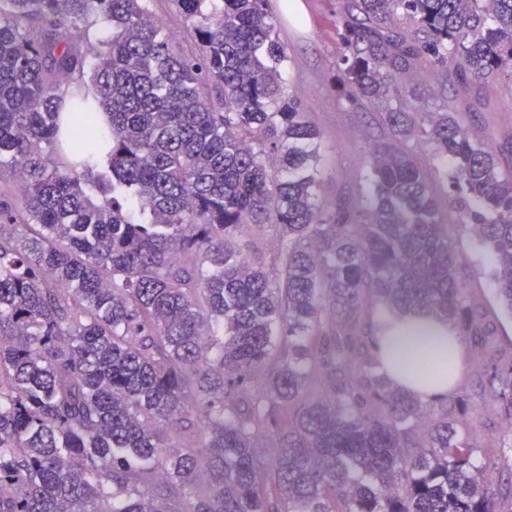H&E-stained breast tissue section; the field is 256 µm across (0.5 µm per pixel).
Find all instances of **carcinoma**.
<instances>
[{
    "mask_svg": "<svg viewBox=\"0 0 512 512\" xmlns=\"http://www.w3.org/2000/svg\"><path fill=\"white\" fill-rule=\"evenodd\" d=\"M148 2L0 0V173L23 200L0 192V512H512L465 400L394 388L365 332L448 319L512 432V350L416 148L511 316L512 159L414 105L429 65L464 89L512 78V0L347 2L342 89L388 131L358 210L320 200L270 0H176L192 54ZM448 181L441 179L435 186L440 208L447 219L448 239L462 256L459 276L468 289L475 307L491 321L494 338L502 346L512 343V316L503 313L487 276L491 266L488 254L479 245L468 227L463 226L456 209L448 204Z\"/></svg>",
    "mask_w": 512,
    "mask_h": 512,
    "instance_id": "carcinoma-1",
    "label": "carcinoma"
}]
</instances>
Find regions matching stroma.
Returning <instances> with one entry per match:
<instances>
[{"mask_svg":"<svg viewBox=\"0 0 512 512\" xmlns=\"http://www.w3.org/2000/svg\"><path fill=\"white\" fill-rule=\"evenodd\" d=\"M277 30L291 58L284 79L298 97L314 127L321 134L320 164L328 204L359 203L366 188L361 171L368 147L385 135L372 108L347 101L341 91L336 68V19L345 0H271ZM439 94H426L423 106L433 110L444 99L455 100L462 125L484 138L494 151L512 152V85L499 80L491 86H473L469 93L456 92L454 81L444 82ZM448 183L435 186L440 208L447 220L448 238L463 263L459 276L475 307L485 314L494 337L502 346L512 345V316L503 313L487 276L488 254L456 209L448 202ZM483 381L476 363H469L457 386L458 395L470 403L482 428L481 447L512 445L499 414L482 412Z\"/></svg>","mask_w":512,"mask_h":512,"instance_id":"stroma-1","label":"stroma"}]
</instances>
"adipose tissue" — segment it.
<instances>
[{
  "label": "adipose tissue",
  "mask_w": 512,
  "mask_h": 512,
  "mask_svg": "<svg viewBox=\"0 0 512 512\" xmlns=\"http://www.w3.org/2000/svg\"><path fill=\"white\" fill-rule=\"evenodd\" d=\"M377 355L393 386L421 401L447 399L456 388L455 380L467 366L468 352L457 328L429 312H416L390 321L376 335ZM425 349L450 357L453 380L421 383L407 373L406 363Z\"/></svg>",
  "instance_id": "adipose-tissue-1"
}]
</instances>
